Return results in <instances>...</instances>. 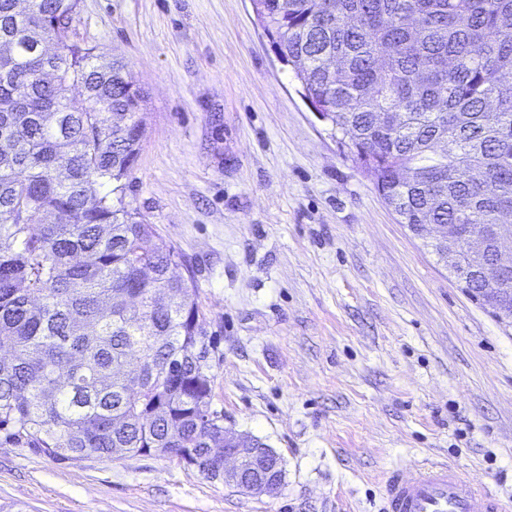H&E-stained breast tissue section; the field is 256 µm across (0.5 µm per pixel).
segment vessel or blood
Wrapping results in <instances>:
<instances>
[{
  "instance_id": "1",
  "label": "vessel or blood",
  "mask_w": 512,
  "mask_h": 512,
  "mask_svg": "<svg viewBox=\"0 0 512 512\" xmlns=\"http://www.w3.org/2000/svg\"><path fill=\"white\" fill-rule=\"evenodd\" d=\"M386 512H504L500 500L481 491L459 471L423 464L410 475L392 472L386 483Z\"/></svg>"
}]
</instances>
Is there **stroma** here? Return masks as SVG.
<instances>
[{
  "instance_id": "obj_1",
  "label": "stroma",
  "mask_w": 512,
  "mask_h": 512,
  "mask_svg": "<svg viewBox=\"0 0 512 512\" xmlns=\"http://www.w3.org/2000/svg\"><path fill=\"white\" fill-rule=\"evenodd\" d=\"M80 46L148 93L125 203L193 273L212 406L282 458L275 497L163 455L0 447L8 512H382L425 460L512 510V320L385 203L276 58L251 0H80Z\"/></svg>"
}]
</instances>
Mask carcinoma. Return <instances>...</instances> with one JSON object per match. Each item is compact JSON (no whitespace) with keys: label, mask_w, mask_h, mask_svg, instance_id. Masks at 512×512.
Returning <instances> with one entry per match:
<instances>
[{"label":"carcinoma","mask_w":512,"mask_h":512,"mask_svg":"<svg viewBox=\"0 0 512 512\" xmlns=\"http://www.w3.org/2000/svg\"><path fill=\"white\" fill-rule=\"evenodd\" d=\"M79 0H0V447L79 463L175 454L221 469L214 336L192 278L125 204L144 90L115 55L41 57ZM302 96L403 224L512 209V0H256ZM97 183L106 188L88 196ZM495 314L512 316V267Z\"/></svg>","instance_id":"cac0c4a2"}]
</instances>
